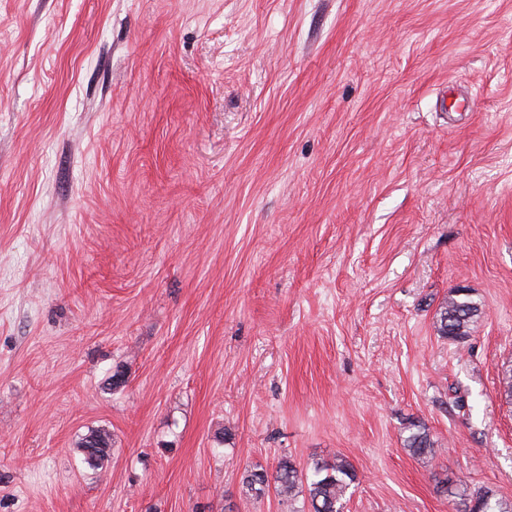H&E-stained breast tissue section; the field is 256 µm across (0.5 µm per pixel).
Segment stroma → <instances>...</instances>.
Segmentation results:
<instances>
[{"mask_svg":"<svg viewBox=\"0 0 512 512\" xmlns=\"http://www.w3.org/2000/svg\"><path fill=\"white\" fill-rule=\"evenodd\" d=\"M508 365L512 0H0V512L511 500ZM482 311L470 290L453 288L440 313L438 331L449 341L462 343L470 338ZM411 426L412 431L408 437L406 449L415 457L433 456L436 453L435 443L426 426L416 422H413ZM96 443L97 448H88L90 440ZM82 450L87 456L88 462L93 465H101L102 462L109 457L110 451V435L106 431L97 430L85 438L82 443ZM311 471L310 478L290 459H280L272 475L276 492L280 496L292 497L305 478L308 512H343L347 490L356 480L352 466L344 459H336L333 464L315 462Z\"/></svg>","mask_w":512,"mask_h":512,"instance_id":"35a3bbf8","label":"stroma"}]
</instances>
